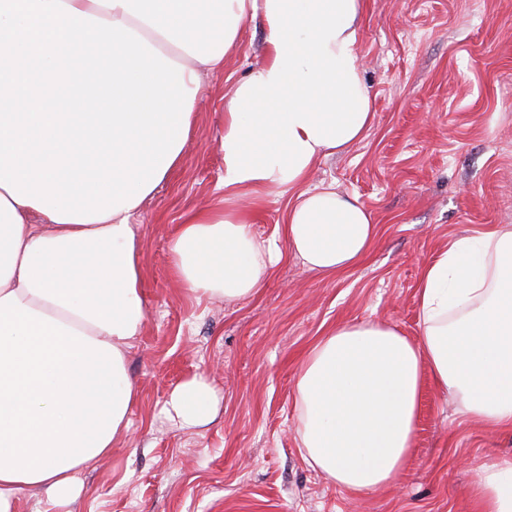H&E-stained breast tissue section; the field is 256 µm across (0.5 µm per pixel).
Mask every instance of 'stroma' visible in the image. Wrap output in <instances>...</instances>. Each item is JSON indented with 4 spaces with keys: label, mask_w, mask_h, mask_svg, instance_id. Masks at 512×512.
I'll return each instance as SVG.
<instances>
[{
    "label": "stroma",
    "mask_w": 512,
    "mask_h": 512,
    "mask_svg": "<svg viewBox=\"0 0 512 512\" xmlns=\"http://www.w3.org/2000/svg\"><path fill=\"white\" fill-rule=\"evenodd\" d=\"M358 47L373 100L366 138L321 158L380 236L351 271L327 278L283 260L256 295L196 296L174 277L169 240L187 208L224 199V99L263 56L259 21L203 73L180 163L135 212L147 320L126 355L137 389L129 429L80 474L74 500L20 496L16 512H470L479 472L512 456V433L472 423L424 382L416 444L397 482L352 493L304 460L294 408L302 354L336 324L388 322L417 338L423 265L449 239L512 225V0H365ZM207 378L209 424L183 427L165 404Z\"/></svg>",
    "instance_id": "1"
}]
</instances>
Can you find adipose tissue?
I'll return each instance as SVG.
<instances>
[{"label":"adipose tissue","mask_w":512,"mask_h":512,"mask_svg":"<svg viewBox=\"0 0 512 512\" xmlns=\"http://www.w3.org/2000/svg\"><path fill=\"white\" fill-rule=\"evenodd\" d=\"M363 0H0V512L21 493L77 494L109 455L136 389L126 349L146 320L131 222L177 165L201 69L223 67L241 25L261 19L264 57L224 105V204L185 210L172 231L188 291L253 296L283 258L336 277L378 236L316 162L365 138L372 99L358 53ZM156 38L170 56L146 48ZM288 189L282 235L254 224ZM39 223L28 221L29 214ZM421 334L382 321L330 329L295 382L305 461L362 493L393 484L414 445L421 379L469 420L512 430V226L449 241L418 281ZM204 377L167 413L214 420ZM473 512H512V458L482 469Z\"/></svg>","instance_id":"1"}]
</instances>
